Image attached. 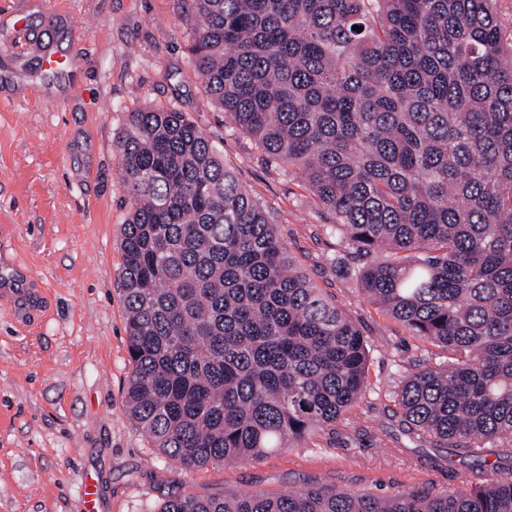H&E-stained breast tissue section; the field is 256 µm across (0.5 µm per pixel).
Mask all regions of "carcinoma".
Segmentation results:
<instances>
[{"instance_id":"obj_1","label":"carcinoma","mask_w":512,"mask_h":512,"mask_svg":"<svg viewBox=\"0 0 512 512\" xmlns=\"http://www.w3.org/2000/svg\"><path fill=\"white\" fill-rule=\"evenodd\" d=\"M494 3L193 0L189 51L214 105L353 252H393L357 284L448 350L404 378L407 428L477 461L493 443L509 476L177 494L160 512H512V36ZM115 152L131 200L126 405L153 447L187 468L248 463L336 422L364 389L367 342L207 137L149 107Z\"/></svg>"}]
</instances>
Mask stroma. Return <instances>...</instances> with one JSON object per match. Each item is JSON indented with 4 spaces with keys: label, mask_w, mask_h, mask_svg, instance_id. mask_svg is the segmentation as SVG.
<instances>
[{
    "label": "stroma",
    "mask_w": 512,
    "mask_h": 512,
    "mask_svg": "<svg viewBox=\"0 0 512 512\" xmlns=\"http://www.w3.org/2000/svg\"><path fill=\"white\" fill-rule=\"evenodd\" d=\"M192 0H0V276L36 292L27 321L0 302V512H159L172 493L310 483L350 492L450 490L470 459L408 431L396 392L446 350L360 292L351 254L308 186L217 109L187 50ZM185 112L271 215L294 266L370 351L366 389L336 423L248 464L187 468L126 406L121 247L130 197L113 143L130 112Z\"/></svg>",
    "instance_id": "1"
}]
</instances>
